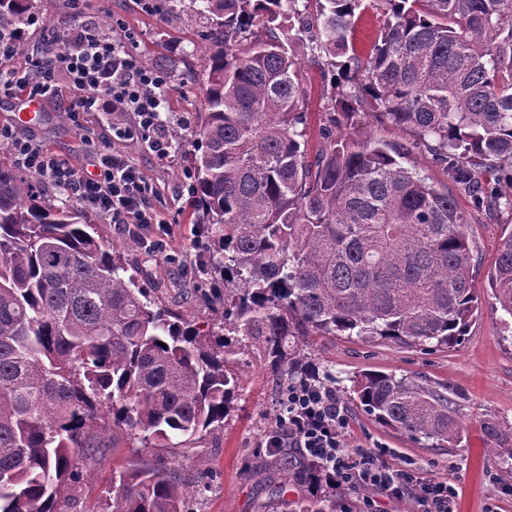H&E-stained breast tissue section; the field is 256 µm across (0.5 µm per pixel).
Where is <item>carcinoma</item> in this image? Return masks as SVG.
I'll use <instances>...</instances> for the list:
<instances>
[{"mask_svg": "<svg viewBox=\"0 0 512 512\" xmlns=\"http://www.w3.org/2000/svg\"><path fill=\"white\" fill-rule=\"evenodd\" d=\"M208 19L191 204L224 257V334L189 326L151 299L81 210L0 165V512H53L76 459L107 448L196 447L240 390L234 344H258L289 384L312 376L325 336L408 347L462 342L480 292L457 197L512 216V0H191ZM36 0H0V39L23 53ZM384 17L354 51L360 15ZM352 52L348 63L336 58ZM338 69L315 156L305 141L304 72ZM369 110L411 147L345 132ZM422 148L437 188L402 159ZM487 289L512 319V222ZM364 410L438 448L461 442L448 388L369 371ZM195 489L162 459L112 469L100 512H189ZM306 499L296 512H335Z\"/></svg>", "mask_w": 512, "mask_h": 512, "instance_id": "1", "label": "carcinoma"}]
</instances>
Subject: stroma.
Returning a JSON list of instances; mask_svg holds the SVG:
<instances>
[{
	"label": "stroma",
	"instance_id": "35a3bbf8",
	"mask_svg": "<svg viewBox=\"0 0 512 512\" xmlns=\"http://www.w3.org/2000/svg\"><path fill=\"white\" fill-rule=\"evenodd\" d=\"M82 14L92 18L97 30L107 37L120 22L135 29L134 56L141 64L165 72L169 85L165 118L168 125L180 126L183 135L169 160L159 161L144 135L113 140L112 113L95 112L78 124L59 100L44 102L39 117L23 124L17 119L18 95L0 94V127L33 137L77 168L85 164L89 153L114 148L123 151L159 189L155 206L172 226L170 250L185 251L200 228L199 215L190 204L186 174L193 165L191 142L197 116L204 109L200 77L208 52L199 33L206 21L188 14L167 20L157 13L142 12L136 0H87ZM73 21L69 0H37L36 18L24 28L27 53L0 60V68L27 67L30 52L64 37ZM329 91L330 83L321 69L307 65L303 108L308 114L307 139L313 152L319 147L320 118ZM459 206L469 221L474 271L482 284L494 264L503 226L486 220L468 198H460ZM84 218L92 224L96 239L124 255L129 273L156 301L200 330L216 328L212 306L197 297L198 291L209 289L215 274H208L203 281L182 279L176 267L163 257L145 256L134 240L120 234L102 215L88 210ZM236 358L240 396L223 427L208 431L198 447L185 454L154 448L107 449L98 462L87 465L80 483L58 495L54 512H96L113 464L159 455L182 479L191 478L202 466L212 468L213 482L196 502L195 512H294L297 501L310 497L311 487L299 475L282 476L275 456L261 446L275 425L283 386L267 370L257 345L241 347ZM311 361L321 381L335 390L347 411V447L384 449L394 468L412 471L424 480L454 479L459 512H512V340L503 339L491 298H483L479 315L457 347L424 351L390 341L327 336L313 346ZM365 371L392 373L453 390L462 436L459 447H428L368 416L349 396L351 377ZM279 482L285 485L284 494L269 499L268 485ZM336 500L342 512H418L411 500L390 499L359 486L342 487Z\"/></svg>",
	"mask_w": 512,
	"mask_h": 512
}]
</instances>
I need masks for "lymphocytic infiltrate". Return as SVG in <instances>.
Wrapping results in <instances>:
<instances>
[{
	"instance_id": "lymphocytic-infiltrate-1",
	"label": "lymphocytic infiltrate",
	"mask_w": 512,
	"mask_h": 512,
	"mask_svg": "<svg viewBox=\"0 0 512 512\" xmlns=\"http://www.w3.org/2000/svg\"><path fill=\"white\" fill-rule=\"evenodd\" d=\"M134 39V32L126 27L118 38L110 39L88 21L74 23L64 42L44 45L29 68L1 71L0 89L21 90L29 98L43 99L68 88L67 110L75 120L105 109L133 113L134 126L113 128V135L122 138L135 130L150 134L158 159L166 160L172 147L162 118L167 79L131 55L129 46ZM0 140L8 142L19 168L39 173L70 198L97 210L141 249L166 254L183 272L206 271L209 250L203 240H195L192 255L168 252L170 226L153 205L159 191L143 179L123 152L115 149L88 157L84 167L76 168L13 129L1 127ZM287 402L285 412L265 436L266 447L299 449L303 457L340 483L374 488L396 499L410 497L423 512H457L455 481L422 482L390 467L377 449L346 447L343 432L348 418L329 386L297 382L289 386Z\"/></svg>"
}]
</instances>
